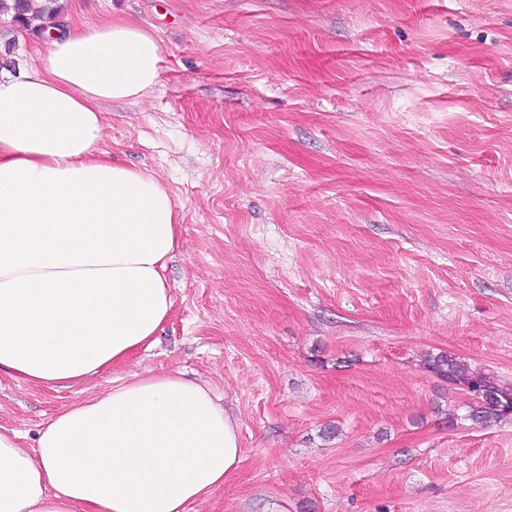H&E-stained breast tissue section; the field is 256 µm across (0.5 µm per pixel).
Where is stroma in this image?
Listing matches in <instances>:
<instances>
[{
  "label": "stroma",
  "instance_id": "obj_1",
  "mask_svg": "<svg viewBox=\"0 0 512 512\" xmlns=\"http://www.w3.org/2000/svg\"><path fill=\"white\" fill-rule=\"evenodd\" d=\"M68 4L162 42L155 90L106 106L102 147L176 203L174 306L81 385L1 373L0 425L30 443L115 378L180 371L241 448L187 512H512V416L475 425L423 365L512 384V0Z\"/></svg>",
  "mask_w": 512,
  "mask_h": 512
}]
</instances>
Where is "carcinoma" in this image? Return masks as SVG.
Masks as SVG:
<instances>
[{"label": "carcinoma", "mask_w": 512, "mask_h": 512, "mask_svg": "<svg viewBox=\"0 0 512 512\" xmlns=\"http://www.w3.org/2000/svg\"><path fill=\"white\" fill-rule=\"evenodd\" d=\"M0 13H9L17 28L27 30L34 18L44 19L39 29L61 28L66 16L59 0H0ZM4 43L5 57L0 59V65L11 67L15 61L11 54L15 48L14 31L6 30L0 33ZM425 368L448 380L449 383L477 382L482 387L481 392L472 395L469 417L472 421L490 426L502 418L512 415V387L505 386L498 380L481 371L474 370L470 365L457 357L438 354L425 360Z\"/></svg>", "instance_id": "carcinoma-1"}]
</instances>
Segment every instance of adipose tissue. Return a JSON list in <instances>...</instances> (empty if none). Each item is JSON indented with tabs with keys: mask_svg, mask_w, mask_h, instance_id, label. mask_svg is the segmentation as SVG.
Here are the masks:
<instances>
[{
	"mask_svg": "<svg viewBox=\"0 0 512 512\" xmlns=\"http://www.w3.org/2000/svg\"><path fill=\"white\" fill-rule=\"evenodd\" d=\"M160 59L150 29L112 16L0 74V373L68 386L167 320L177 206L101 147L105 106L147 98ZM239 462L238 421L209 384L146 370L61 410L34 446L0 427V512H187Z\"/></svg>",
	"mask_w": 512,
	"mask_h": 512,
	"instance_id": "ef3b65f1",
	"label": "adipose tissue"
}]
</instances>
